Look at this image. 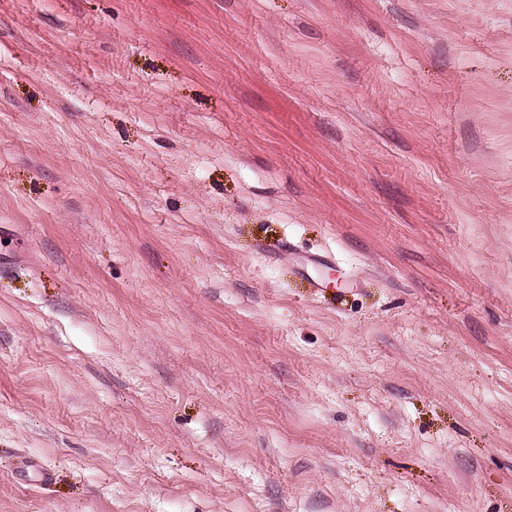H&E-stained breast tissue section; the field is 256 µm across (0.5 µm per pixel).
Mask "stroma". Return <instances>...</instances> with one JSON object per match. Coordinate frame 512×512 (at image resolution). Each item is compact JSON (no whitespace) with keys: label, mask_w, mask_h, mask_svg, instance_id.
<instances>
[{"label":"stroma","mask_w":512,"mask_h":512,"mask_svg":"<svg viewBox=\"0 0 512 512\" xmlns=\"http://www.w3.org/2000/svg\"><path fill=\"white\" fill-rule=\"evenodd\" d=\"M0 512H512V0H0Z\"/></svg>","instance_id":"35a3bbf8"}]
</instances>
